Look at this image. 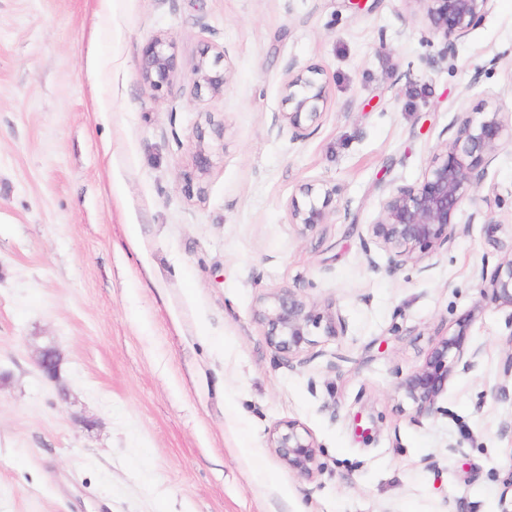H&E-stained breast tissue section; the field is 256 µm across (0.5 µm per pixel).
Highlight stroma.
I'll list each match as a JSON object with an SVG mask.
<instances>
[{"mask_svg":"<svg viewBox=\"0 0 512 512\" xmlns=\"http://www.w3.org/2000/svg\"><path fill=\"white\" fill-rule=\"evenodd\" d=\"M159 34L175 70L153 90ZM441 49L406 0H0V512H500L512 312L480 306L476 279L499 249L477 224L389 273L362 246L455 113L512 111V0ZM203 55L223 94H194ZM291 64L329 95L298 142L278 123ZM314 181L338 213L302 237L287 205ZM480 194L512 241L511 147ZM281 288L347 323L294 369L253 317ZM467 317L479 370L417 416L400 377ZM288 420L316 441L313 477L268 446ZM171 44L162 35L154 36L145 46L141 61V78L145 85L158 90L169 82L175 69V56L168 52ZM61 353L55 347H44L37 358V366L44 377L56 382L60 379Z\"/></svg>","mask_w":512,"mask_h":512,"instance_id":"stroma-1","label":"stroma"}]
</instances>
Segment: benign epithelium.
I'll return each instance as SVG.
<instances>
[{
	"label": "benign epithelium",
	"mask_w": 512,
	"mask_h": 512,
	"mask_svg": "<svg viewBox=\"0 0 512 512\" xmlns=\"http://www.w3.org/2000/svg\"><path fill=\"white\" fill-rule=\"evenodd\" d=\"M418 5L431 34L440 39L443 54L482 20L488 0H408ZM171 44L161 35L145 46L141 78L145 85L159 90L169 82L175 69ZM194 92L204 89L221 94L228 82L225 71L216 69L206 57L199 58L191 70ZM280 128L287 129L293 142L307 137V130L318 123L327 105L326 83L315 67L289 66L283 83ZM451 127L455 137L431 158L423 179L412 185H399L384 193L376 220L367 225L363 236L365 253L375 247L387 255V270L394 273L406 267L424 271L429 262L447 253L456 239L470 235L478 218L483 220L488 240L498 243L496 234L502 223L482 212L479 196L488 167L496 152L512 144V115L496 106L478 115L459 112ZM339 189L328 183L304 188L305 200L288 203V223L300 234L312 232L331 221L329 209ZM470 204L474 212L462 224L457 221L461 207ZM481 301L477 308L494 305L512 309V247L505 250L496 266L482 268L479 275ZM255 319L274 352L294 367L303 352L313 344L312 329L325 326L330 336L344 334L347 325L336 311L321 314L291 288H282L263 297L254 310ZM470 321L463 320L451 336L439 340L419 368L400 378L397 391L412 401L418 416L437 412V402L448 380L456 374L474 371L483 347L467 343ZM61 353L48 346L40 350L37 366L44 377L60 379ZM269 445L291 471L311 477L319 470L316 443L302 424L288 420L277 424L269 435Z\"/></svg>",
	"instance_id": "7a95c632"
}]
</instances>
